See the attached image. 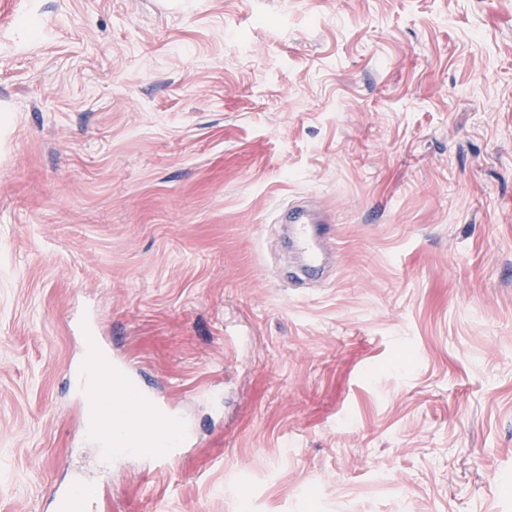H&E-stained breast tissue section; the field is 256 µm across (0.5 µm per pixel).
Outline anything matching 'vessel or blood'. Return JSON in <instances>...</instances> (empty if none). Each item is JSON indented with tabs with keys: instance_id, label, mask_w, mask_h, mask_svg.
Returning a JSON list of instances; mask_svg holds the SVG:
<instances>
[{
	"instance_id": "obj_1",
	"label": "vessel or blood",
	"mask_w": 512,
	"mask_h": 512,
	"mask_svg": "<svg viewBox=\"0 0 512 512\" xmlns=\"http://www.w3.org/2000/svg\"><path fill=\"white\" fill-rule=\"evenodd\" d=\"M289 222L306 270L323 267V246L332 238L330 221L299 204L291 208ZM94 386L98 396L89 407L88 430L109 434L113 458H139L149 467L161 468L168 465L172 449L188 443L183 421L142 390L135 374L120 361H105ZM96 495L82 479H71L55 489L54 510L92 512Z\"/></svg>"
}]
</instances>
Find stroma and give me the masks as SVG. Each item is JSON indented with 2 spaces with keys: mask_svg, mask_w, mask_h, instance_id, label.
Instances as JSON below:
<instances>
[{
  "mask_svg": "<svg viewBox=\"0 0 512 512\" xmlns=\"http://www.w3.org/2000/svg\"><path fill=\"white\" fill-rule=\"evenodd\" d=\"M336 265L303 288L278 216ZM191 444L101 465L82 327ZM512 512V0H0V512ZM288 222L294 226L295 244L306 270L324 267L323 246L332 239L331 222L302 204L291 208ZM96 495V490L82 479H71L55 489L54 512H92Z\"/></svg>",
  "mask_w": 512,
  "mask_h": 512,
  "instance_id": "stroma-1",
  "label": "stroma"
}]
</instances>
